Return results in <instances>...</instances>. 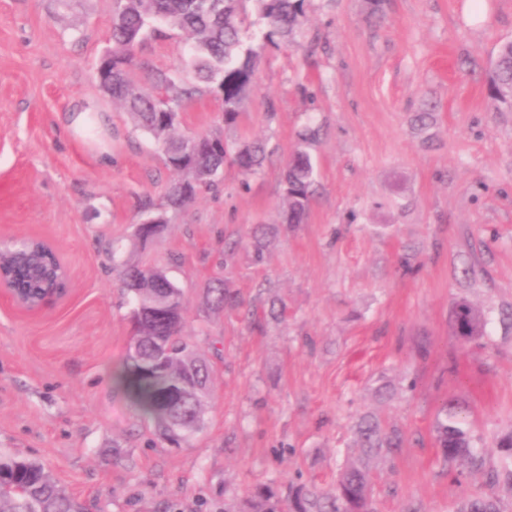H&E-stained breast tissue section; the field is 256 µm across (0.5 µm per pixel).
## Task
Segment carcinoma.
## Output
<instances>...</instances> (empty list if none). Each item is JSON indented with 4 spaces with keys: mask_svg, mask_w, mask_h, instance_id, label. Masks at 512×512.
I'll list each match as a JSON object with an SVG mask.
<instances>
[{
    "mask_svg": "<svg viewBox=\"0 0 512 512\" xmlns=\"http://www.w3.org/2000/svg\"><path fill=\"white\" fill-rule=\"evenodd\" d=\"M310 0H113L111 44L100 56L96 78L102 90L118 102L135 126L157 146L166 168L177 179L171 184L167 206L177 210L192 202L202 189L216 190L224 165L235 164L246 177L263 168L271 152L261 140L229 142L219 132L185 135L179 131L181 114L194 102L213 98L224 126L236 125L254 92L255 76L269 48L289 46L304 24ZM170 30L187 34L189 42L181 65L151 75L157 89L143 93L131 77L139 65L144 43L165 37ZM489 87L494 99L512 111V42L501 45L491 64ZM318 130L307 126L282 174L284 206L281 222L303 223L315 193L316 165L309 147ZM155 228L141 227L142 243L167 224V212L148 216ZM57 265L53 252L43 251L29 267L15 266L9 275L14 287L32 303L60 283L44 270ZM137 325L136 344L129 346L126 363L114 375L134 405L155 424L168 441L183 440L201 427L205 405L195 393L180 388L184 369L195 366L196 381L209 389L213 368L191 352L181 336L185 319L182 290L156 265L128 267L122 278ZM212 302L238 309L244 305L229 281L216 278L210 286ZM449 329L461 350L476 343L486 327L484 313L468 300L454 302ZM357 454L346 459L330 487L291 483L282 494L275 483L256 487L244 499H231L224 512H378L372 460L385 458L404 447L407 438L372 413L359 415L354 424ZM435 444L443 465L461 467L459 475L482 471L486 484L512 488V429L498 437L501 464L486 466L477 451V438L465 406L450 397L434 423ZM0 512H83L73 494L60 487L45 466L30 458L0 455ZM458 512H506L493 495H468Z\"/></svg>",
    "mask_w": 512,
    "mask_h": 512,
    "instance_id": "cac0c4a2",
    "label": "carcinoma"
}]
</instances>
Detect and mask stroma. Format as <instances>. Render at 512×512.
I'll list each match as a JSON object with an SVG mask.
<instances>
[{"mask_svg": "<svg viewBox=\"0 0 512 512\" xmlns=\"http://www.w3.org/2000/svg\"><path fill=\"white\" fill-rule=\"evenodd\" d=\"M369 12L370 0H311L298 45L266 54L236 126L223 128L208 99L183 114L182 132L220 127L274 156L249 179L225 168L219 192L168 212L145 245L135 228L172 175L94 77L112 0H0V237L45 239L71 275L67 297L39 315L0 301V454L40 460L85 512H224L225 498L272 479L332 485L353 452L352 417L374 412L409 438L374 472L379 512H454L485 490L483 477L441 466L433 424L456 396L493 463L512 429L501 322L512 311V112L487 88L512 40V0H383L382 19ZM184 46L178 31L149 40L140 86L178 67ZM308 125L320 129L318 187L291 228L281 172ZM228 237L242 240L230 260ZM127 263L158 265L182 288V334L214 368L204 425L177 444L113 379L131 336ZM217 274L258 310L281 298L284 318L257 329L210 307ZM461 297L487 318L465 353L448 327ZM381 376L397 387L382 403L371 392Z\"/></svg>", "mask_w": 512, "mask_h": 512, "instance_id": "obj_1", "label": "stroma"}]
</instances>
